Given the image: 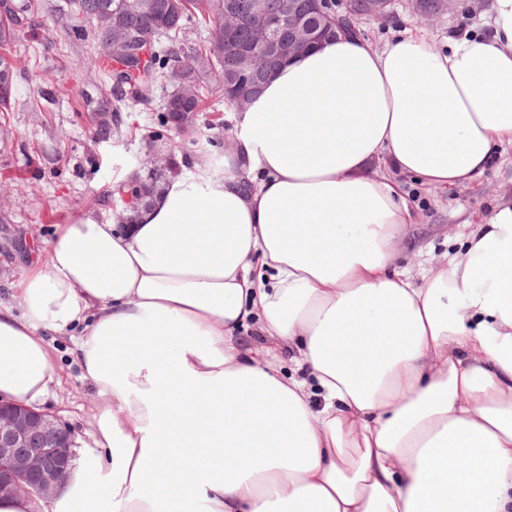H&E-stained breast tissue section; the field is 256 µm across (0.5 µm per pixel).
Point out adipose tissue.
I'll return each instance as SVG.
<instances>
[{
    "mask_svg": "<svg viewBox=\"0 0 512 512\" xmlns=\"http://www.w3.org/2000/svg\"><path fill=\"white\" fill-rule=\"evenodd\" d=\"M233 137L9 285L0 399L41 404L72 333L95 401L57 496L0 512H512V201L397 267L403 178L459 188L512 145V0L442 51L322 41Z\"/></svg>",
    "mask_w": 512,
    "mask_h": 512,
    "instance_id": "obj_1",
    "label": "adipose tissue"
}]
</instances>
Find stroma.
I'll list each match as a JSON object with an SVG mask.
<instances>
[{"instance_id": "1", "label": "stroma", "mask_w": 512, "mask_h": 512, "mask_svg": "<svg viewBox=\"0 0 512 512\" xmlns=\"http://www.w3.org/2000/svg\"><path fill=\"white\" fill-rule=\"evenodd\" d=\"M393 3L388 21L361 25L373 48L419 28L432 48L442 49L450 34L480 25L488 8V0H448L441 16L426 20L413 11L412 0ZM52 5L35 40L17 50L23 93L11 111L0 112V296L23 275L29 258L46 260L59 225L90 210L111 220L108 190L159 164L143 134L157 124L170 85L158 82L149 104L124 110L112 139L95 143L86 104L99 97L100 88L84 63L97 47L90 39H63L59 19L69 0H52ZM44 93L53 102L49 111L40 112L33 101ZM404 189L414 222L401 242L400 267L418 280L431 264L459 247L465 221L487 217L497 204L512 199V146L497 150L470 186L442 192L408 179ZM56 345L61 385L42 409L82 443L88 439L90 386L70 354L71 339L58 337Z\"/></svg>"}]
</instances>
